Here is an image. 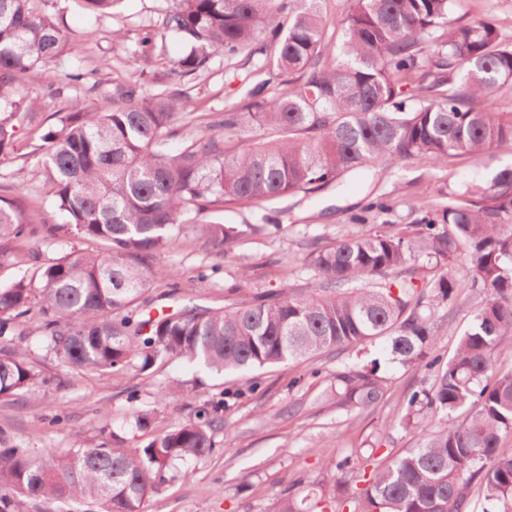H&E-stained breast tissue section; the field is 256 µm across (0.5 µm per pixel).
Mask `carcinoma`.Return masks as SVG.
<instances>
[{
	"label": "carcinoma",
	"instance_id": "carcinoma-1",
	"mask_svg": "<svg viewBox=\"0 0 512 512\" xmlns=\"http://www.w3.org/2000/svg\"><path fill=\"white\" fill-rule=\"evenodd\" d=\"M38 0H0V156L17 151L36 101L21 91L49 86L58 75L42 68L65 42ZM175 0L163 24L183 51L174 73L205 69L217 50L248 49L274 59L269 78L248 93L245 111H224L202 136L173 153L169 141L183 100L146 95L134 84L116 89L112 110L82 105L58 117L42 135L40 173L76 234L106 251H72L43 266L38 287L21 279L0 287V341L34 301L42 306L39 337L60 364L88 372L138 374L157 362L184 358L218 373H241L359 348L385 337L402 367L433 374L428 389H411L402 424L418 441L391 463L376 466V449L339 457L333 488L320 482L290 487L275 512H512V366L494 360L512 343V165L489 183L466 187L396 232L356 234L308 254L316 280L308 293L283 287L231 310L186 306L140 312L134 306L151 278L174 276L153 266L180 233L186 206L202 214L215 203L255 202L316 192L340 176L394 157L437 162L478 156L512 142V119L490 110L494 90L512 81V41L487 20L457 25L455 0H350L325 32L321 0ZM282 86L263 95L267 83ZM262 130L238 140L246 118ZM21 195L0 196V243L27 233ZM278 225L203 222L207 241L222 249L240 236ZM465 257L468 274L453 273ZM373 288H354L362 279ZM489 294L460 336L454 353H435L433 321L440 306ZM38 374L21 351L0 349V398L31 393ZM391 378L373 359L336 370L325 396L339 411L375 407ZM442 415L433 431L423 414ZM224 429L219 406L202 409L127 454L113 433L92 447L60 452L35 448L0 429V512H19L17 497L89 501L96 512H145L176 461L213 452Z\"/></svg>",
	"mask_w": 512,
	"mask_h": 512
}]
</instances>
